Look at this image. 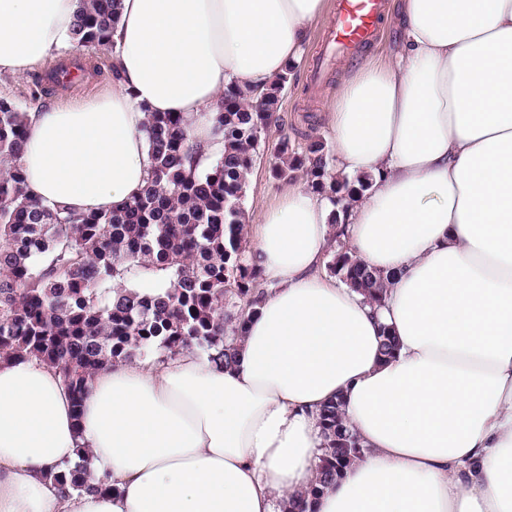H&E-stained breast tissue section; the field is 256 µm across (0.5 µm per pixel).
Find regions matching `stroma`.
I'll return each mask as SVG.
<instances>
[{
  "mask_svg": "<svg viewBox=\"0 0 512 512\" xmlns=\"http://www.w3.org/2000/svg\"><path fill=\"white\" fill-rule=\"evenodd\" d=\"M329 29V21L323 19L311 27L308 49L281 101L279 121L266 132L268 152L257 159L246 188L244 209L249 217H256L275 206L286 186L285 181L275 179L271 173L270 150L283 140L288 141L290 147L296 150L313 139L331 144L332 132L324 114L329 110L338 85L360 63L369 60L380 63L393 61L401 40V31L394 18H386L373 42L353 56L330 61L317 72L314 71L313 64L323 48ZM59 58L65 62L80 59L89 72L83 82L45 96L44 106L51 107L65 101L90 98L111 89L112 84L105 76L90 72L91 67L99 62L95 54L66 48L61 51Z\"/></svg>",
  "mask_w": 512,
  "mask_h": 512,
  "instance_id": "35a3bbf8",
  "label": "stroma"
}]
</instances>
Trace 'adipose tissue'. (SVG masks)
<instances>
[{
  "mask_svg": "<svg viewBox=\"0 0 512 512\" xmlns=\"http://www.w3.org/2000/svg\"><path fill=\"white\" fill-rule=\"evenodd\" d=\"M77 0H0V72L68 40ZM327 0H121V81L27 116L30 196L77 211L146 186L147 113L217 150L227 86L259 101ZM403 49L340 84L335 214L289 184L253 226L268 293L225 365L191 348L109 365L74 403L38 358L0 360V512H291L316 479L323 406L363 452L313 512H512V0H395ZM388 276L382 306L322 273L332 220ZM398 348L382 356L383 332ZM85 463L96 492L53 471Z\"/></svg>",
  "mask_w": 512,
  "mask_h": 512,
  "instance_id": "ef3b65f1",
  "label": "adipose tissue"
}]
</instances>
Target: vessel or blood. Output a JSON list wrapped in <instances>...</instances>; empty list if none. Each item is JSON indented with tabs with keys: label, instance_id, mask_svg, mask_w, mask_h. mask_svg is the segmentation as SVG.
<instances>
[{
	"label": "vessel or blood",
	"instance_id": "obj_1",
	"mask_svg": "<svg viewBox=\"0 0 512 512\" xmlns=\"http://www.w3.org/2000/svg\"><path fill=\"white\" fill-rule=\"evenodd\" d=\"M385 0H338L325 55L348 54L367 45L380 30Z\"/></svg>",
	"mask_w": 512,
	"mask_h": 512
}]
</instances>
